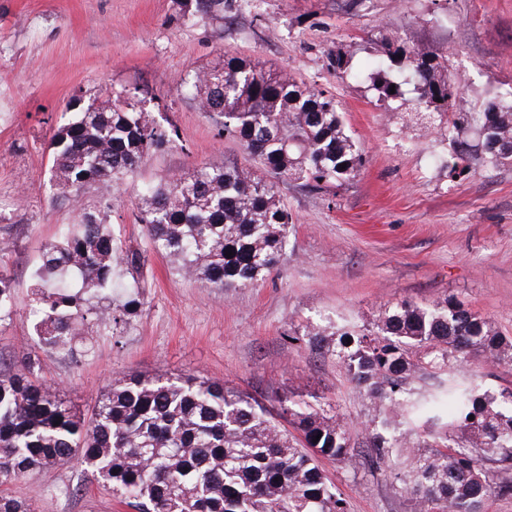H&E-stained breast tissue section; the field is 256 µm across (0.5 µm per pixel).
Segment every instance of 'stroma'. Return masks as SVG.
Instances as JSON below:
<instances>
[{
  "instance_id": "1",
  "label": "stroma",
  "mask_w": 512,
  "mask_h": 512,
  "mask_svg": "<svg viewBox=\"0 0 512 512\" xmlns=\"http://www.w3.org/2000/svg\"><path fill=\"white\" fill-rule=\"evenodd\" d=\"M385 23L445 52L470 107L512 101V0H257L245 14L224 0L215 16L197 12L195 0H0V215L11 221L0 230V256L17 309L0 324V364L37 355L41 375L84 415L130 372L219 381L272 410L285 397L327 402L361 460L384 407L361 399L344 366L293 339L294 330L366 325L402 301L429 307L453 297L512 336V165L449 178L447 141L399 118L416 106L413 89L391 110L377 104L369 37ZM340 49L348 53L341 74L330 64ZM227 52L335 96L364 159L353 180L327 193L282 184L293 216L287 256L262 285L228 295L172 274L134 220L146 185L212 162H247L188 90ZM89 93L146 107L179 138L128 177L111 213L123 242L147 250L143 309L94 333L74 360L38 345L30 271L73 220L68 206L50 202L46 142ZM319 465L347 512H414L388 472L327 458ZM8 490L34 512H131L77 460Z\"/></svg>"
}]
</instances>
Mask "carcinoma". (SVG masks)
Segmentation results:
<instances>
[{
    "instance_id": "cac0c4a2",
    "label": "carcinoma",
    "mask_w": 512,
    "mask_h": 512,
    "mask_svg": "<svg viewBox=\"0 0 512 512\" xmlns=\"http://www.w3.org/2000/svg\"><path fill=\"white\" fill-rule=\"evenodd\" d=\"M377 52V105L390 110L413 85V120L439 125L456 159L451 172L512 164V105L461 107L448 59L388 26ZM192 87L201 110L221 119L220 133L254 164L213 162L148 185L136 222L178 275L226 292L255 287L286 255L291 215L279 184L321 190L348 181L362 150L334 97L258 59L226 53ZM471 125L481 131L476 144L462 138ZM172 132L147 109L110 97L78 105L54 131L52 199L74 220L31 271L40 346L76 360L84 326L106 331L140 312L145 256L116 237L112 193L168 147ZM88 187L97 191L93 208L84 203ZM13 283L0 264V323L15 315ZM302 335L319 348L336 337L332 355L360 395L387 406L383 430L369 433L368 465L380 470L406 448L408 467L394 478L415 512H482L491 496L512 494V391L482 393L449 374L472 354L497 364L512 352V339L486 317L454 298L428 308L400 302L371 328L306 325ZM421 372L436 382L415 394L409 378ZM393 425L402 429L397 438L388 435ZM421 430L432 443L412 445ZM458 434L466 444L448 446ZM319 457L355 464L345 418L327 403L290 400L274 414L222 382L127 374L85 418L39 376L37 358L0 368V486L77 459L136 512H346ZM0 512L33 508L1 492Z\"/></svg>"
}]
</instances>
